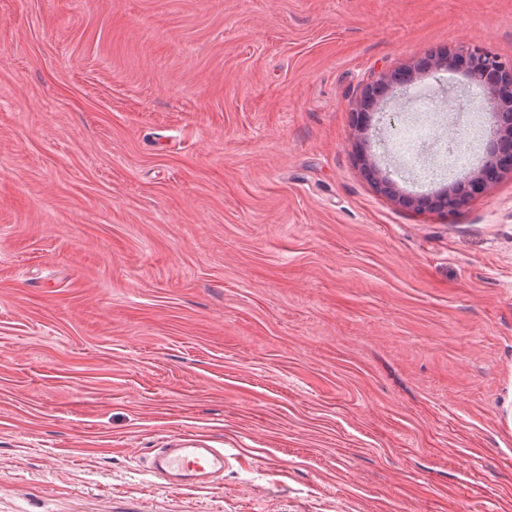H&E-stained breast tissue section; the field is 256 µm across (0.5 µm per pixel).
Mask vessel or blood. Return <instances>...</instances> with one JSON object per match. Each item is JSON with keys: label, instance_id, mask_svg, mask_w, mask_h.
Wrapping results in <instances>:
<instances>
[{"label": "vessel or blood", "instance_id": "1", "mask_svg": "<svg viewBox=\"0 0 512 512\" xmlns=\"http://www.w3.org/2000/svg\"><path fill=\"white\" fill-rule=\"evenodd\" d=\"M148 468L171 489H206L224 473V451L188 444L157 448Z\"/></svg>", "mask_w": 512, "mask_h": 512}]
</instances>
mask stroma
Returning a JSON list of instances; mask_svg holds the SVG:
<instances>
[{"label":"stroma","mask_w":512,"mask_h":512,"mask_svg":"<svg viewBox=\"0 0 512 512\" xmlns=\"http://www.w3.org/2000/svg\"><path fill=\"white\" fill-rule=\"evenodd\" d=\"M461 46L512 0H0V512H512V172L403 204L355 111ZM148 468L171 489H207L224 473V451L188 444L155 448Z\"/></svg>","instance_id":"stroma-1"}]
</instances>
